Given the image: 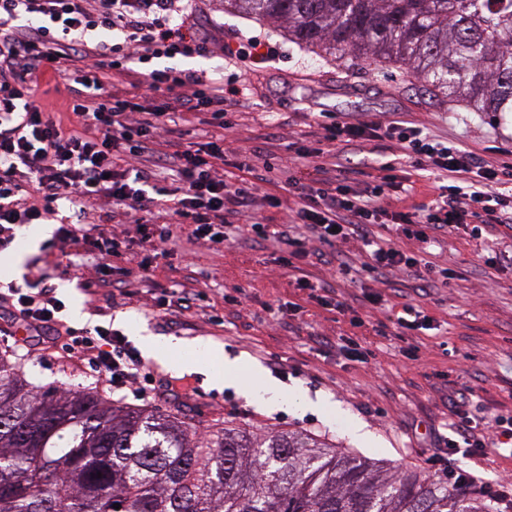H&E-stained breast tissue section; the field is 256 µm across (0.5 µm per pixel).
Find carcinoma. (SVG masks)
<instances>
[{
  "mask_svg": "<svg viewBox=\"0 0 512 512\" xmlns=\"http://www.w3.org/2000/svg\"><path fill=\"white\" fill-rule=\"evenodd\" d=\"M288 41L395 62L473 112H512V0H224ZM102 477H97V474ZM119 508H113V504ZM0 512H493L446 476L288 432L201 438L169 414L38 386L0 356Z\"/></svg>",
  "mask_w": 512,
  "mask_h": 512,
  "instance_id": "carcinoma-1",
  "label": "carcinoma"
}]
</instances>
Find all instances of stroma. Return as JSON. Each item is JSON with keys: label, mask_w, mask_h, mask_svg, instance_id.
<instances>
[{"label": "stroma", "mask_w": 512, "mask_h": 512, "mask_svg": "<svg viewBox=\"0 0 512 512\" xmlns=\"http://www.w3.org/2000/svg\"><path fill=\"white\" fill-rule=\"evenodd\" d=\"M192 17L201 35L221 38L225 30L268 32L267 24L226 15L222 0H192ZM280 55L271 67L247 77L235 108L231 132L200 111L178 119L183 141L195 146L223 138L228 150L250 151L274 144L278 154L299 145H314L312 112H402L425 121L430 135L458 143L489 160L512 151V114L471 112L461 104L433 96L395 63H338L276 36ZM22 275L47 273L74 328L101 325L121 332L130 345L139 337H177L184 343H208L229 358L257 366L281 391L304 392L315 401L310 410L261 405L250 381L227 387L202 373L179 374L161 359L145 362L155 379L189 388L182 398L146 401L149 409L178 415L199 435L243 425L264 436L302 431L344 451L401 470L436 474L428 464L431 449L443 446L450 418L441 397L449 386L473 387L471 409L495 428L498 416L512 415V265L489 268L485 244L450 234L443 258L463 273L452 288L414 293L430 327L412 336L376 322L354 326L349 314L325 305L297 286V273L314 274L311 266L289 270L287 248L260 247L245 241L206 250L181 240L169 257L141 270L146 253L131 244L123 262L130 271L129 294L107 290L81 293L74 277L73 249L48 238L34 250L17 244ZM197 295L189 312L162 306L176 285ZM0 319V355L21 359L29 379L73 391H95L117 405L135 399L94 385L85 368L69 359L23 354L18 339ZM355 338L370 351L368 362L348 358L337 347Z\"/></svg>", "instance_id": "stroma-1"}]
</instances>
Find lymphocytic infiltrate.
Instances as JSON below:
<instances>
[{
    "mask_svg": "<svg viewBox=\"0 0 512 512\" xmlns=\"http://www.w3.org/2000/svg\"><path fill=\"white\" fill-rule=\"evenodd\" d=\"M207 49L184 13V0H0V250L13 242L16 228L39 223L64 200L83 215L100 214L106 205L121 207L155 259L170 255L177 226L192 225L195 243L213 250L226 244L232 228L242 237L287 242L290 258L322 265L321 276L299 280L301 288L313 292H329L331 278L348 271L350 251L360 257L361 271L369 273L379 291L407 278L421 288H446L451 275L435 251L443 237L461 230L489 243L498 227L512 225V195L501 191L512 185L511 160H487L454 142L434 139L424 124L394 114L329 113L318 124L319 140L345 146L385 143L391 153L409 160L410 171L383 160L376 180L355 189L350 169L320 163L319 147L303 146L274 161L252 153L237 157L234 165L243 176L230 185L224 180L223 142L185 146L174 135L171 112L207 109L215 126L233 129L225 102L241 93L239 78L218 86L173 67L136 73L146 94L173 96L152 108L100 94L106 72ZM219 52L231 66L268 64L278 48L265 36L231 32ZM42 76L67 82L66 118L39 105ZM72 76L77 79L73 85L68 82ZM162 142L167 152L156 153ZM118 151L123 154L120 169L114 158ZM163 164L174 167L182 195L156 223L149 213L160 192L156 169ZM306 164L314 172L307 183L297 175ZM414 170L433 180L427 200L413 199ZM282 176L293 200L279 223H264L259 215L267 199L264 187ZM90 242L99 262L94 272L77 273L80 288L88 293L106 286V271L129 247L127 240L112 236ZM368 302L383 306L386 320L401 335L426 326L421 307L410 301L386 302L378 292ZM0 308L31 336L49 328L66 337L67 357L86 361L96 382L116 391L132 389L138 400L147 398L137 385L148 371L141 356L108 329L98 326L90 332L66 325L52 286L10 284L0 291ZM467 404V390L448 396L453 412L445 438L448 455L462 452L471 459L512 446V419L489 435ZM447 471L456 490L490 499L498 512H512L511 476L493 482L471 466L451 465Z\"/></svg>",
    "mask_w": 512,
    "mask_h": 512,
    "instance_id": "f902f5d3",
    "label": "lymphocytic infiltrate"
}]
</instances>
